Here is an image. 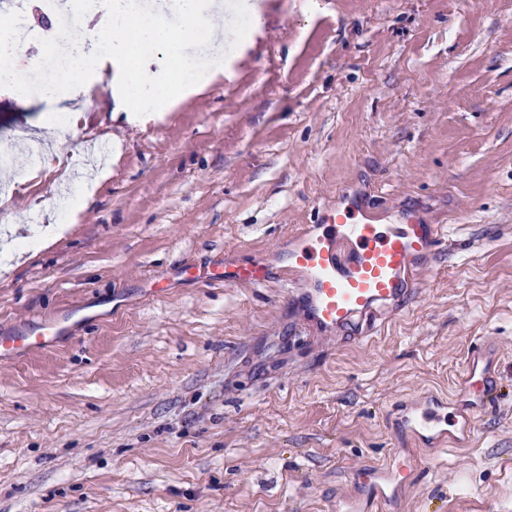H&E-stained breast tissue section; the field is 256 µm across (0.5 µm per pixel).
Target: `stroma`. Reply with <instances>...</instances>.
I'll return each mask as SVG.
<instances>
[{"mask_svg": "<svg viewBox=\"0 0 512 512\" xmlns=\"http://www.w3.org/2000/svg\"><path fill=\"white\" fill-rule=\"evenodd\" d=\"M218 59L138 117L119 68L71 90L0 88V225L70 232L0 269V331L68 319L0 359V512H334L395 445L393 403L451 393L484 348L498 400L470 441L425 449L396 512H512V0H213ZM49 165H31L33 141ZM345 187L379 223L444 227L421 295L370 342L298 331L281 282L141 279L276 252Z\"/></svg>", "mask_w": 512, "mask_h": 512, "instance_id": "1", "label": "stroma"}]
</instances>
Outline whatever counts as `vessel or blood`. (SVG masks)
Wrapping results in <instances>:
<instances>
[{
  "instance_id": "b4317fda",
  "label": "vessel or blood",
  "mask_w": 512,
  "mask_h": 512,
  "mask_svg": "<svg viewBox=\"0 0 512 512\" xmlns=\"http://www.w3.org/2000/svg\"><path fill=\"white\" fill-rule=\"evenodd\" d=\"M338 195L340 204L322 209L318 223L290 237L281 251L247 262L224 257L190 262L176 274L206 284L288 281V297L300 307L310 335L353 329L358 339H366L384 312L415 297L419 261L437 250L443 233L413 212L397 224L375 223L354 196L343 189ZM64 332L59 323L42 322L0 334V358L52 347ZM482 359V349H474L454 398L428 394L397 407L391 418L395 448L382 461L351 471L356 494L337 504L336 512H394L417 478L420 449L441 450L470 437L494 399Z\"/></svg>"
}]
</instances>
